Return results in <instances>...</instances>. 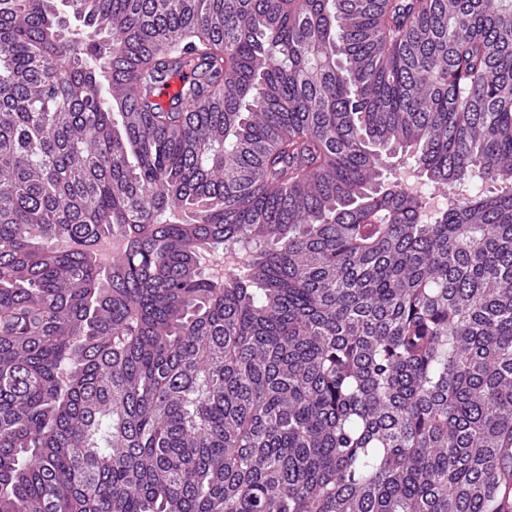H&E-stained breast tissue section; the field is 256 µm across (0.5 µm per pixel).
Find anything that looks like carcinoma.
Returning <instances> with one entry per match:
<instances>
[{"instance_id":"1","label":"carcinoma","mask_w":512,"mask_h":512,"mask_svg":"<svg viewBox=\"0 0 512 512\" xmlns=\"http://www.w3.org/2000/svg\"><path fill=\"white\" fill-rule=\"evenodd\" d=\"M511 502L512 0H0V512ZM390 179H399L405 184V179L411 176V180L417 184L423 185V180L419 179L416 173L413 171V160L408 156L395 155L389 159ZM425 189H430L429 186H424Z\"/></svg>"}]
</instances>
